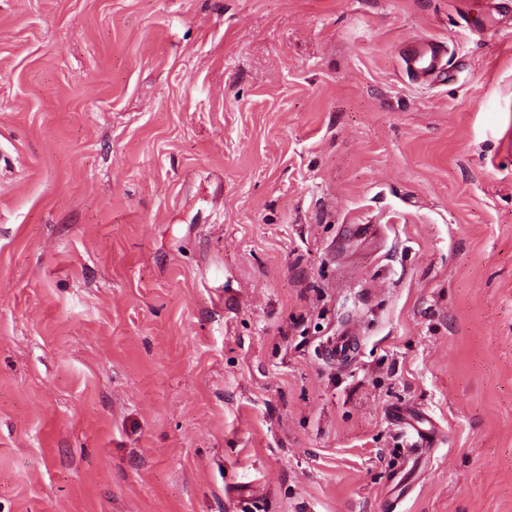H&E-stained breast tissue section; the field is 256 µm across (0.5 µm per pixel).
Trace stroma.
<instances>
[{"instance_id":"stroma-1","label":"stroma","mask_w":512,"mask_h":512,"mask_svg":"<svg viewBox=\"0 0 512 512\" xmlns=\"http://www.w3.org/2000/svg\"><path fill=\"white\" fill-rule=\"evenodd\" d=\"M0 512H512V0H0ZM414 49L409 63L423 81L438 80L446 76L444 48L434 40L420 37L414 42Z\"/></svg>"}]
</instances>
